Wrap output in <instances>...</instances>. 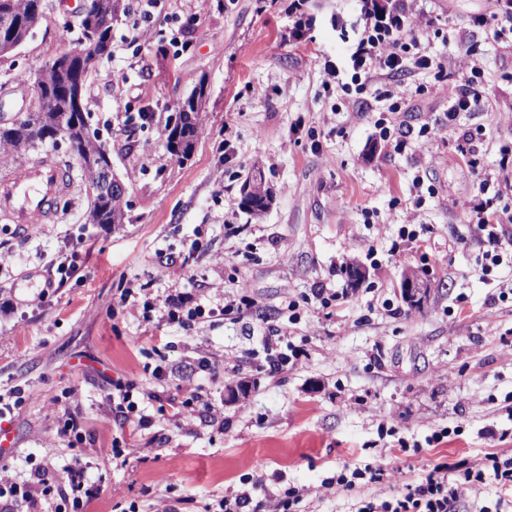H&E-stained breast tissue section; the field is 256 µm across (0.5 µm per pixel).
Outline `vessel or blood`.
Returning <instances> with one entry per match:
<instances>
[{"label":"vessel or blood","mask_w":512,"mask_h":512,"mask_svg":"<svg viewBox=\"0 0 512 512\" xmlns=\"http://www.w3.org/2000/svg\"><path fill=\"white\" fill-rule=\"evenodd\" d=\"M67 189L66 171L47 156L20 174L0 179V211L25 234L31 224L54 221L56 203Z\"/></svg>","instance_id":"obj_1"}]
</instances>
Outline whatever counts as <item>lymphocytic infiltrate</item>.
Segmentation results:
<instances>
[{
	"mask_svg": "<svg viewBox=\"0 0 512 512\" xmlns=\"http://www.w3.org/2000/svg\"><path fill=\"white\" fill-rule=\"evenodd\" d=\"M419 21L404 0L380 4L379 0H362L361 23L349 50L345 65L326 63L324 82L332 84L340 74L350 77L356 93H363L372 81H379L378 99L387 101L391 113L401 111L415 90L403 81L406 72L435 66L433 57L421 48L415 28ZM479 72L470 60H462L459 81L448 94V116L476 112L487 104ZM498 176H483L476 183L472 210L483 238V259L497 265L503 260L505 245L502 227L512 223V209L503 201L512 198V150L501 149ZM155 391L143 383L117 381L112 385V410L117 417L135 419L138 427L151 423L142 414L140 404L153 400ZM493 471L503 488L512 490V457L491 453L485 464L463 467L439 462L417 482H398L385 499L368 501L359 512H461L462 502L474 483L483 482L486 471ZM100 493L83 467L73 465L54 472L43 463L32 464L26 479L16 481L6 468H0V512H44L47 501H54V512H86L89 501Z\"/></svg>",
	"mask_w": 512,
	"mask_h": 512,
	"instance_id": "lymphocytic-infiltrate-1",
	"label": "lymphocytic infiltrate"
}]
</instances>
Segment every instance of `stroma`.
Wrapping results in <instances>:
<instances>
[{
	"mask_svg": "<svg viewBox=\"0 0 512 512\" xmlns=\"http://www.w3.org/2000/svg\"><path fill=\"white\" fill-rule=\"evenodd\" d=\"M361 0H160L147 32L131 16L112 26L109 52L88 82L89 128L126 187L125 220L86 221L91 197L74 179L53 223L17 236L0 214V393L25 401L0 466L23 479L32 461L81 464L102 488L88 512H207L251 489L254 499L294 487L295 512H358L387 497L390 473L420 480L440 461H484L512 450V262L482 273L480 231L468 204L476 176L459 157L461 132L484 173L512 144V45L474 26L493 0H416L433 20L423 45L436 69L406 82L421 95L396 116L409 132L395 151L377 125L374 91L325 87V61L346 56ZM26 42L0 57V114L24 105L14 78L41 68L80 36L74 6L45 0ZM304 37L289 41L297 16ZM348 25L339 28L337 17ZM473 48L488 108L448 119V86ZM206 87L202 129L189 158L173 156L177 106ZM287 94H280V87ZM153 113L150 124L128 114ZM429 125L435 138L422 143ZM261 169L274 192L257 217L239 187ZM426 175L435 196H417ZM77 253L79 271L45 292L46 266ZM366 276L351 287L344 262ZM429 286L412 306L405 273ZM132 304L117 305L122 289ZM323 298H316V289ZM237 290L244 307L223 311ZM183 292L215 314L202 326L168 322L165 300ZM290 325L288 362L262 371L267 336ZM209 370H201L202 360ZM167 368L159 400L144 403L147 429L118 419L116 380L147 382ZM224 409L223 426H175L163 401L189 390ZM84 423L70 444L57 420ZM447 430L442 443L433 432ZM119 443L126 464L99 456ZM384 470L360 491L336 483L343 468Z\"/></svg>",
	"mask_w": 512,
	"mask_h": 512,
	"instance_id": "1",
	"label": "stroma"
}]
</instances>
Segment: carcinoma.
<instances>
[{
  "mask_svg": "<svg viewBox=\"0 0 512 512\" xmlns=\"http://www.w3.org/2000/svg\"><path fill=\"white\" fill-rule=\"evenodd\" d=\"M40 8L41 0H0V57L11 54L10 47L27 39V20ZM98 60V54L89 52L68 63L54 58L42 66L41 95L35 110L0 132V155L21 156L36 148L53 146L56 139L46 133L63 131L89 184L101 179V169L109 162L93 151L95 137L90 134L85 115L86 88ZM202 99L200 91L178 106V119L167 136L170 153L178 158L193 151V134L202 126ZM123 197L122 192L110 189L96 193L88 211V223H123Z\"/></svg>",
  "mask_w": 512,
  "mask_h": 512,
  "instance_id": "obj_1",
  "label": "carcinoma"
}]
</instances>
